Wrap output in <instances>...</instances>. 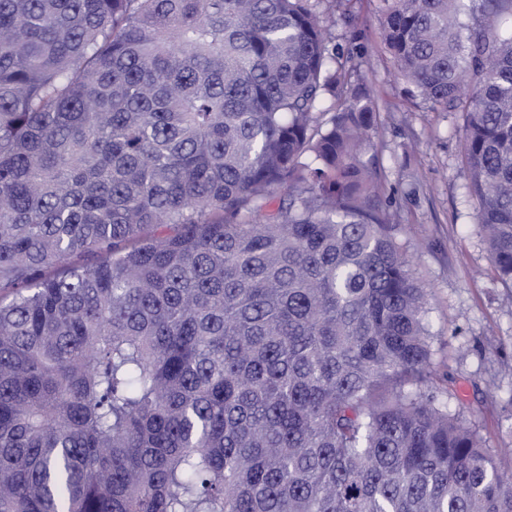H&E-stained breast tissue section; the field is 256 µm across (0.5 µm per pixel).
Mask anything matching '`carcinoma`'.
<instances>
[{
    "mask_svg": "<svg viewBox=\"0 0 512 512\" xmlns=\"http://www.w3.org/2000/svg\"><path fill=\"white\" fill-rule=\"evenodd\" d=\"M344 0H0V512H512L433 387ZM512 285V0H380Z\"/></svg>",
    "mask_w": 512,
    "mask_h": 512,
    "instance_id": "1",
    "label": "carcinoma"
}]
</instances>
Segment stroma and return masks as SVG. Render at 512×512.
Instances as JSON below:
<instances>
[{
    "instance_id": "stroma-1",
    "label": "stroma",
    "mask_w": 512,
    "mask_h": 512,
    "mask_svg": "<svg viewBox=\"0 0 512 512\" xmlns=\"http://www.w3.org/2000/svg\"><path fill=\"white\" fill-rule=\"evenodd\" d=\"M380 0H351L337 17L352 84L378 105L365 158L379 174V199L430 291L427 326L438 392L454 393L501 467L512 466V288L490 263L464 191L465 116L430 111L399 79L379 34Z\"/></svg>"
}]
</instances>
